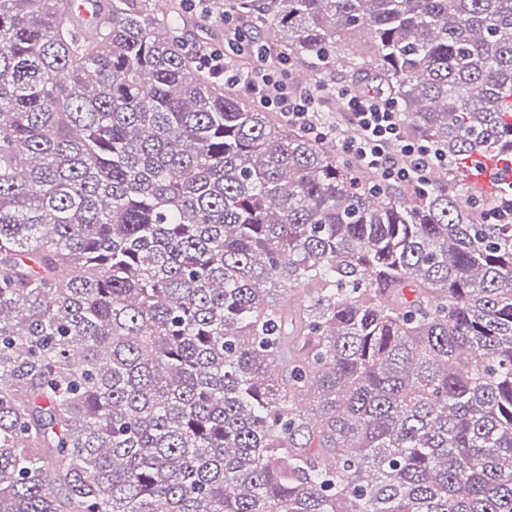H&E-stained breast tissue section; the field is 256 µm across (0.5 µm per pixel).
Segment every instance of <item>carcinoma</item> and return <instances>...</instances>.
<instances>
[{"instance_id":"1","label":"carcinoma","mask_w":512,"mask_h":512,"mask_svg":"<svg viewBox=\"0 0 512 512\" xmlns=\"http://www.w3.org/2000/svg\"><path fill=\"white\" fill-rule=\"evenodd\" d=\"M0 0V512H512V0H231L448 158L414 205L169 7Z\"/></svg>"}]
</instances>
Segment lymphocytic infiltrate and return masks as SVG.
I'll return each mask as SVG.
<instances>
[{
	"mask_svg": "<svg viewBox=\"0 0 512 512\" xmlns=\"http://www.w3.org/2000/svg\"><path fill=\"white\" fill-rule=\"evenodd\" d=\"M213 78L238 85L263 107L280 112L289 123L319 137L335 136L342 151L389 183L426 184L430 169L446 166L447 157L407 137L400 115L387 99L355 88L342 89L339 97L343 124L333 129L312 123L319 99L310 90L289 89L275 70L253 73L226 70L224 53L207 48L201 55Z\"/></svg>",
	"mask_w": 512,
	"mask_h": 512,
	"instance_id": "obj_1",
	"label": "lymphocytic infiltrate"
}]
</instances>
